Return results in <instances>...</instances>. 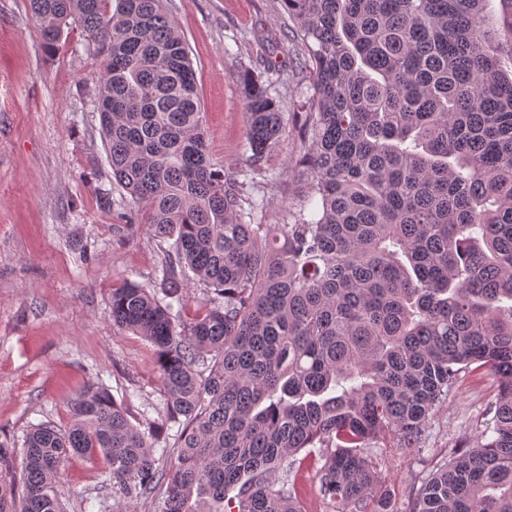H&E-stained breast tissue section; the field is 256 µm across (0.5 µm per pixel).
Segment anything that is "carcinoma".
<instances>
[{"label":"carcinoma","mask_w":512,"mask_h":512,"mask_svg":"<svg viewBox=\"0 0 512 512\" xmlns=\"http://www.w3.org/2000/svg\"><path fill=\"white\" fill-rule=\"evenodd\" d=\"M283 3L312 89L288 168L308 199L286 224H250L164 0H29L47 52L75 26L103 62L112 176L165 259L161 279L112 289V322L154 347L164 402L147 435L83 391L65 432H26L18 482L0 440V512H64L72 454L158 512H306L310 468L330 512H390L374 443L416 447L482 369L500 380L482 442L433 471L412 512H512V12L495 33L486 0ZM245 97L256 170L283 118L259 78ZM191 283L207 299L185 320Z\"/></svg>","instance_id":"carcinoma-1"}]
</instances>
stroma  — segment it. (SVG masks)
<instances>
[{
  "mask_svg": "<svg viewBox=\"0 0 512 512\" xmlns=\"http://www.w3.org/2000/svg\"><path fill=\"white\" fill-rule=\"evenodd\" d=\"M191 49L206 141L226 175L249 170L247 76H261L284 114L278 145L245 185L254 223H283L304 202L286 170L299 157L296 114L309 93L296 74L282 0H168ZM101 66L81 29L44 50L29 0H0V435L31 425L64 430L71 403L91 386L141 407L162 399L153 347L112 324L111 292L161 274L164 256L145 231L117 234L127 194L107 162L97 112ZM496 377L463 374L432 415L421 444L392 453L382 472L392 512H411L430 471L454 448L476 445ZM66 512H157L113 487L103 461L69 457L58 486Z\"/></svg>",
  "mask_w": 512,
  "mask_h": 512,
  "instance_id": "35a3bbf8",
  "label": "stroma"
}]
</instances>
